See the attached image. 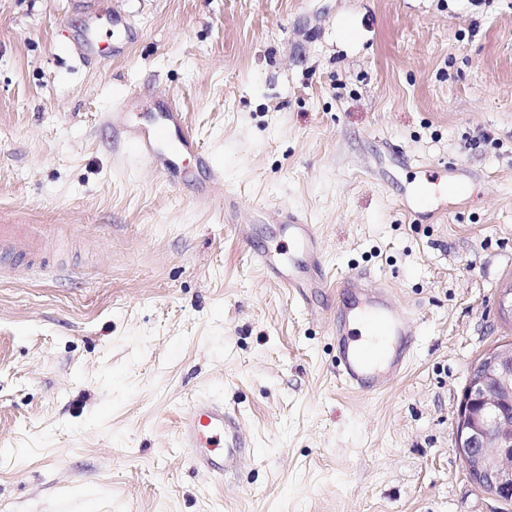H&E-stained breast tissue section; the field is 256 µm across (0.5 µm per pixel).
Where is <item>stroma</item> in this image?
<instances>
[{
  "instance_id": "stroma-1",
  "label": "stroma",
  "mask_w": 512,
  "mask_h": 512,
  "mask_svg": "<svg viewBox=\"0 0 512 512\" xmlns=\"http://www.w3.org/2000/svg\"><path fill=\"white\" fill-rule=\"evenodd\" d=\"M111 31L101 58L75 54ZM183 112L215 195L307 214L328 287L301 304L229 231L126 155L106 112ZM440 171L464 185L410 212ZM0 224H45L50 273L0 276V512H512L455 450L472 364L512 341V0H0ZM365 269L418 348L380 395L336 376L331 283ZM237 411L253 451L218 480L175 426Z\"/></svg>"
}]
</instances>
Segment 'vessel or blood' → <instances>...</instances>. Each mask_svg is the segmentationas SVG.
I'll return each instance as SVG.
<instances>
[{"label": "vessel or blood", "mask_w": 512, "mask_h": 512, "mask_svg": "<svg viewBox=\"0 0 512 512\" xmlns=\"http://www.w3.org/2000/svg\"><path fill=\"white\" fill-rule=\"evenodd\" d=\"M139 98V92H131L113 106L107 119L122 131L125 142L142 160L162 172L168 170L173 155H189L197 165L210 167L209 156L185 132L177 109H163V127L152 130L135 123ZM224 221L231 227L246 222L271 224L278 233L288 235L291 250L262 249L256 251L255 259L292 299H304L306 289L326 287L316 229L302 212L257 206L244 215L228 202L224 205ZM44 236V229L37 224H0V257H24L27 270L44 269ZM371 280L370 272L365 270L337 277L336 289L348 296L349 303L331 334L336 339L339 381L351 390L376 394L385 391L408 368L417 332L396 310L390 289L383 284L372 285ZM177 436L181 446L191 450L195 467L213 476L237 471L252 452L237 413L212 399L198 401L180 417Z\"/></svg>", "instance_id": "obj_1"}]
</instances>
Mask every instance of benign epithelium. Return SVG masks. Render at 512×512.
Returning <instances> with one entry per match:
<instances>
[{
  "label": "benign epithelium",
  "mask_w": 512,
  "mask_h": 512,
  "mask_svg": "<svg viewBox=\"0 0 512 512\" xmlns=\"http://www.w3.org/2000/svg\"><path fill=\"white\" fill-rule=\"evenodd\" d=\"M455 448L470 479L512 498V346L488 350L469 373L455 420Z\"/></svg>",
  "instance_id": "benign-epithelium-1"
}]
</instances>
